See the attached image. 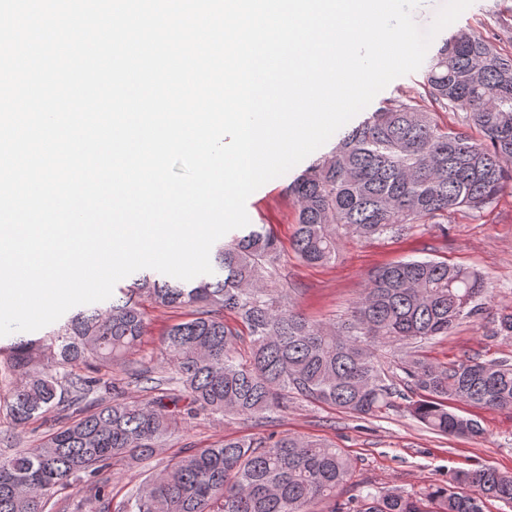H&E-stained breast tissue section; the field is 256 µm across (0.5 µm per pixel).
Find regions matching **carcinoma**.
I'll return each instance as SVG.
<instances>
[{
  "label": "carcinoma",
  "instance_id": "carcinoma-1",
  "mask_svg": "<svg viewBox=\"0 0 512 512\" xmlns=\"http://www.w3.org/2000/svg\"><path fill=\"white\" fill-rule=\"evenodd\" d=\"M423 86L421 101L386 102L291 186L299 262H336L346 234L373 240L435 228L452 212L477 216L512 194V54L501 52L498 34L459 31L442 41ZM449 111L464 112L461 123L440 125ZM279 259L273 232L251 229L216 245L222 279L188 288L145 274L110 306L17 341L0 359V407L16 427L53 410L60 426L38 447L0 458V512H46L73 486V512H99L112 501L106 472L150 460L202 413L262 418L299 395L372 416L397 393L378 357L386 347L405 351L397 369L416 395L407 412L432 432L484 434L452 401L512 410V359L448 365L412 351L478 314L480 273L433 259L389 264L368 276L349 317L319 322L276 288ZM143 297L189 310L162 333L154 362L134 358L150 328ZM491 333L512 341V311ZM349 473L341 449L318 439L226 437L175 456L120 512H310L317 502L342 512L336 491ZM487 499L512 504L511 473L453 471L422 496L370 492L356 512H484Z\"/></svg>",
  "mask_w": 512,
  "mask_h": 512
}]
</instances>
